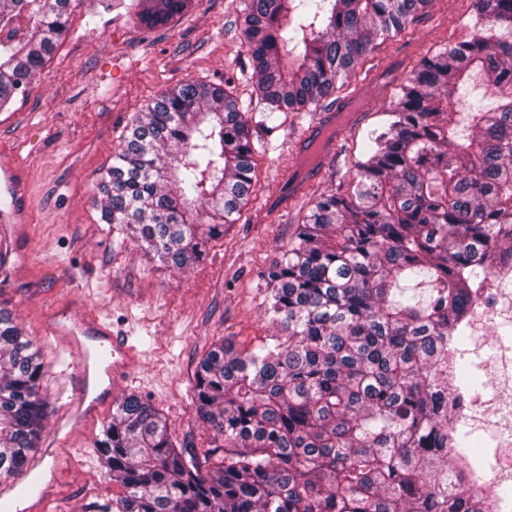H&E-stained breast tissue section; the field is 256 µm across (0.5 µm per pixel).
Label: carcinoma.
<instances>
[{
    "label": "carcinoma",
    "mask_w": 512,
    "mask_h": 512,
    "mask_svg": "<svg viewBox=\"0 0 512 512\" xmlns=\"http://www.w3.org/2000/svg\"><path fill=\"white\" fill-rule=\"evenodd\" d=\"M264 103L310 112L376 41L431 0H242ZM470 39L421 61L372 133L353 190L322 192L263 273L286 333L252 350L215 343L195 373L197 416L220 444L173 447L166 418L130 393L95 451L121 485L117 512H486L455 483L464 445L448 420V337L494 262L512 255V0H475ZM191 0H144L165 25ZM72 0H0V109L68 31ZM492 103H470L472 75ZM223 87L162 91L126 130L98 185L101 221L167 268L200 262L253 190L257 132ZM208 223H196L198 208ZM413 282L407 296L402 283ZM49 365L0 308V479L43 429Z\"/></svg>",
    "instance_id": "obj_1"
}]
</instances>
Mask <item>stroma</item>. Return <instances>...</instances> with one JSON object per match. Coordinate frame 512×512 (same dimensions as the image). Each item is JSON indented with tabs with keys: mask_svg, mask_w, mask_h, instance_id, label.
<instances>
[{
	"mask_svg": "<svg viewBox=\"0 0 512 512\" xmlns=\"http://www.w3.org/2000/svg\"><path fill=\"white\" fill-rule=\"evenodd\" d=\"M136 0H77L69 30L22 95L0 109V153L29 174L26 231L0 223V308L32 336L49 371L41 394L40 442L56 433L76 386L69 355L45 336L56 309L91 310L140 352L117 397L136 393L164 415L175 447L195 455L213 432L196 416L195 371L217 341L251 349L276 334L265 312L263 272L296 235L317 196L349 190L372 132L389 102L433 53L469 39L475 0H431L404 31L378 40L345 82L312 112L279 113L253 154V192L237 224L203 260L158 266L129 235L100 221L98 184L133 115L164 89L192 79L222 85L242 103L256 77L242 43L241 0H194L171 24L148 28ZM343 125L323 160L305 168L310 136L324 113ZM110 411L86 422L56 473L51 512H99L122 488L95 453Z\"/></svg>",
	"mask_w": 512,
	"mask_h": 512,
	"instance_id": "obj_1",
	"label": "stroma"
}]
</instances>
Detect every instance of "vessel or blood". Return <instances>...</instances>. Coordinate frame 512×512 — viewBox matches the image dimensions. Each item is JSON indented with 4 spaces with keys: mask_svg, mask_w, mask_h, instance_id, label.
Instances as JSON below:
<instances>
[{
    "mask_svg": "<svg viewBox=\"0 0 512 512\" xmlns=\"http://www.w3.org/2000/svg\"><path fill=\"white\" fill-rule=\"evenodd\" d=\"M29 203L22 173L13 158L0 156V222L24 223ZM51 333L78 364L77 393L66 405L59 428L75 427L97 416L112 402L113 387L126 378L137 354L125 337L113 333L98 315L54 316ZM50 483L16 482L0 489V512H47Z\"/></svg>",
    "mask_w": 512,
    "mask_h": 512,
    "instance_id": "obj_1",
    "label": "vessel or blood"
}]
</instances>
